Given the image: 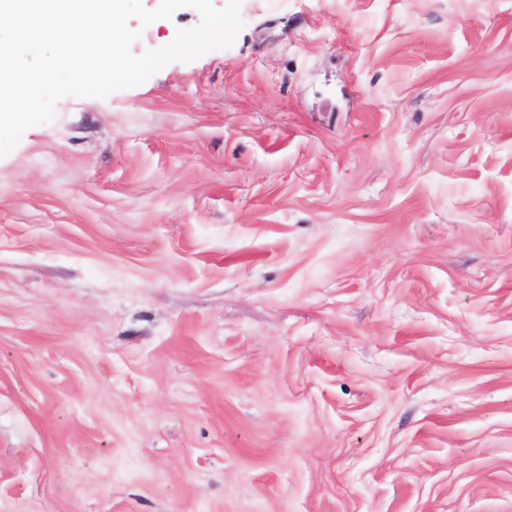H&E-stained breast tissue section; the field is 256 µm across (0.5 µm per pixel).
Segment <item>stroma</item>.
<instances>
[{"label": "stroma", "instance_id": "stroma-1", "mask_svg": "<svg viewBox=\"0 0 512 512\" xmlns=\"http://www.w3.org/2000/svg\"><path fill=\"white\" fill-rule=\"evenodd\" d=\"M240 17L0 159V512H512V0Z\"/></svg>", "mask_w": 512, "mask_h": 512}]
</instances>
